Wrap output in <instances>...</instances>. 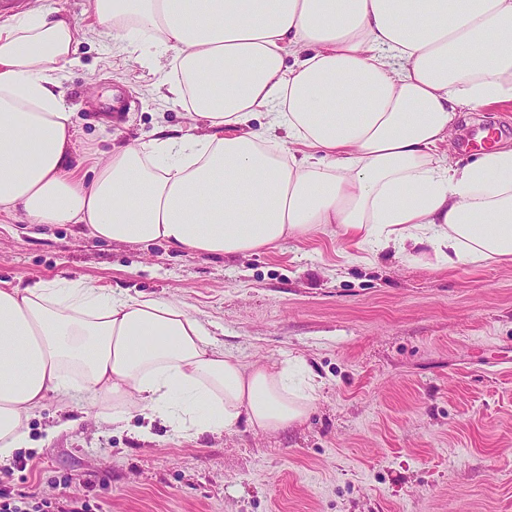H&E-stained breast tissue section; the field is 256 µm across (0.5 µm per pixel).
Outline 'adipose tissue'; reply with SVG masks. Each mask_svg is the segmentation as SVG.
<instances>
[{
	"label": "adipose tissue",
	"instance_id": "obj_1",
	"mask_svg": "<svg viewBox=\"0 0 512 512\" xmlns=\"http://www.w3.org/2000/svg\"><path fill=\"white\" fill-rule=\"evenodd\" d=\"M116 47L202 132L72 163L58 75L85 32L39 8L0 25V216L112 242L249 255L323 224L460 265L512 262V146L441 152L459 111L512 102V0H93ZM267 129H256L260 115ZM304 360L245 366L181 305L83 277L0 279V463L47 397L152 439L279 430L307 417Z\"/></svg>",
	"mask_w": 512,
	"mask_h": 512
}]
</instances>
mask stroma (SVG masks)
<instances>
[{
	"instance_id": "1",
	"label": "stroma",
	"mask_w": 512,
	"mask_h": 512,
	"mask_svg": "<svg viewBox=\"0 0 512 512\" xmlns=\"http://www.w3.org/2000/svg\"><path fill=\"white\" fill-rule=\"evenodd\" d=\"M87 27L61 74L73 163L189 119L155 99L157 73L112 48L90 0H27ZM85 276L114 294L183 305L244 363L304 359L322 387L304 422L154 441L48 397L33 447L0 465L29 502L105 512H512V262L454 269L367 252L324 224L248 256L105 243L75 224L0 218V279ZM77 429L54 432L61 414Z\"/></svg>"
}]
</instances>
